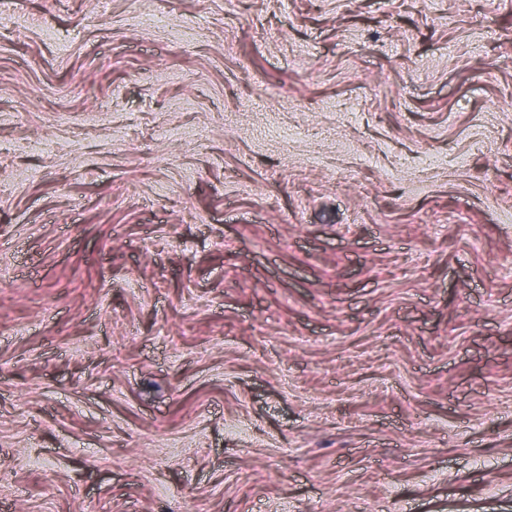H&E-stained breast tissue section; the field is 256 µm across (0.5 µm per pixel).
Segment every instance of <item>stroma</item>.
<instances>
[{"mask_svg":"<svg viewBox=\"0 0 512 512\" xmlns=\"http://www.w3.org/2000/svg\"><path fill=\"white\" fill-rule=\"evenodd\" d=\"M0 512H512V0H0Z\"/></svg>","mask_w":512,"mask_h":512,"instance_id":"35a3bbf8","label":"stroma"}]
</instances>
